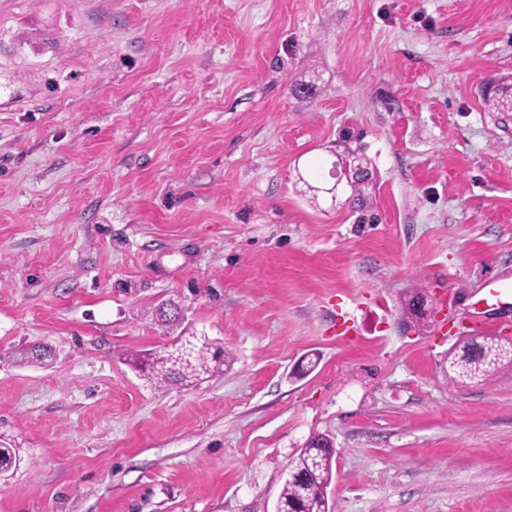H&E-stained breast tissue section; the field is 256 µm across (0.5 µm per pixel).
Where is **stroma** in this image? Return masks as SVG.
Masks as SVG:
<instances>
[{
  "label": "stroma",
  "instance_id": "35a3bbf8",
  "mask_svg": "<svg viewBox=\"0 0 512 512\" xmlns=\"http://www.w3.org/2000/svg\"><path fill=\"white\" fill-rule=\"evenodd\" d=\"M491 78L512 0H0V512H275L315 433L331 512H512V368L448 377L512 278ZM191 334L230 365L134 370ZM487 290V297L482 301L491 303V307H496L502 312L512 311V280L507 277L490 276L483 284Z\"/></svg>",
  "mask_w": 512,
  "mask_h": 512
}]
</instances>
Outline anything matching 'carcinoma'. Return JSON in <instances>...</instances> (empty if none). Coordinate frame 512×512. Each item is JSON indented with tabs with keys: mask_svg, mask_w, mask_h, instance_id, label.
Masks as SVG:
<instances>
[{
	"mask_svg": "<svg viewBox=\"0 0 512 512\" xmlns=\"http://www.w3.org/2000/svg\"><path fill=\"white\" fill-rule=\"evenodd\" d=\"M486 102L495 112H512V93L508 88L487 82ZM512 359L509 345L466 341L448 359V377L454 382L486 383L493 379L502 362ZM230 361V353L212 346L205 336H181L145 360L135 364L145 379L155 385L189 386L211 376ZM331 448H315L312 443L298 449L288 464L279 496V506L296 512H329L327 489L331 485L333 457ZM19 449L0 442V476L19 466Z\"/></svg>",
	"mask_w": 512,
	"mask_h": 512,
	"instance_id": "obj_1",
	"label": "carcinoma"
}]
</instances>
